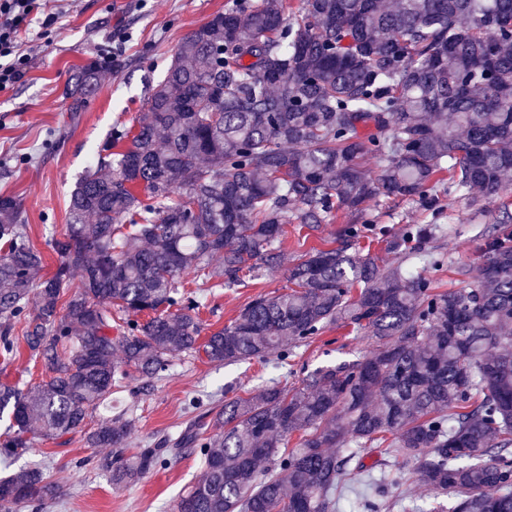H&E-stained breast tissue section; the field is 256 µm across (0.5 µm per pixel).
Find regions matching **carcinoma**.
Here are the masks:
<instances>
[{
    "label": "carcinoma",
    "instance_id": "carcinoma-1",
    "mask_svg": "<svg viewBox=\"0 0 512 512\" xmlns=\"http://www.w3.org/2000/svg\"><path fill=\"white\" fill-rule=\"evenodd\" d=\"M287 10L257 0L183 39L137 127L112 134L109 154L77 181L67 230L47 241L54 272L20 200L0 196V355L13 354L20 324L47 373L27 391L0 385L10 419L0 458L82 430L112 388L159 378L174 354L284 363L288 344L341 322L372 336L373 352L306 371L298 388L226 400L202 414L210 433L194 422L169 448L124 456L132 420L117 416L87 435L114 449L101 468L132 483L195 448L204 474L175 512H339L370 450L388 477L362 512L398 505L401 458L452 512H512V231L462 272L474 284L446 292L401 265L380 269L360 248L386 237L366 217L369 200H415L439 215L446 198L504 190L512 0H306L296 21ZM103 63L112 55L81 68L70 111L84 110ZM368 155L383 161L377 177ZM340 209L354 220L335 247L288 268V292L257 295L200 340L184 276L235 286L281 265L284 225L319 231ZM426 237L409 229L413 255L444 265ZM62 496L39 466L0 479L1 505Z\"/></svg>",
    "mask_w": 512,
    "mask_h": 512
}]
</instances>
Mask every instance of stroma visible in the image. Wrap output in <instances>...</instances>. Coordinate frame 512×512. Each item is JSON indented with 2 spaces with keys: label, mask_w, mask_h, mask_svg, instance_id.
I'll use <instances>...</instances> for the list:
<instances>
[{
  "label": "stroma",
  "mask_w": 512,
  "mask_h": 512,
  "mask_svg": "<svg viewBox=\"0 0 512 512\" xmlns=\"http://www.w3.org/2000/svg\"><path fill=\"white\" fill-rule=\"evenodd\" d=\"M253 0H62L59 20L49 35L40 26L27 34L30 59L25 75L0 91V194L20 199L30 240L44 257L47 269L58 263L47 244L49 233H64L68 201L76 180L102 153L113 129L136 123L151 88L164 78L181 39L235 4ZM111 51V68L100 73L99 87L84 112L70 114L66 89L78 67ZM508 191L486 199L480 194L446 201L445 217L430 242L444 254L442 268L422 267L437 290L467 286L466 270L477 267L487 239L498 225L491 215L512 207V176ZM376 224L389 231L388 240L372 243L370 253L381 267L397 265L400 255L389 243L402 240L412 226H426L430 214L417 202L401 199L371 201L367 208ZM348 220L337 211L334 223L321 232L305 235L288 224L280 241L285 256L282 268L265 270L232 288L194 283L190 290L202 301L204 333L229 324L257 295H276L287 284L286 266L302 260L312 249L332 247L339 226ZM374 340L349 327L332 326L306 343L290 346L286 365L273 367L262 360L215 365L198 355L179 354L168 372L148 387L128 379L88 418L97 428L116 415L132 418L128 453L173 439L185 428L194 408L219 410L225 400L255 390L269 380L299 386L303 369L350 362L368 354ZM46 374L24 340H17L9 358L0 357V384L27 390ZM102 448L88 447L83 433L58 440L34 438L27 453L11 467L0 466V477L33 464L45 468L66 495L24 512H170L174 501L203 476L197 452L186 449L177 459L157 467L138 481L113 484L110 473L99 470Z\"/></svg>",
  "instance_id": "35a3bbf8"
}]
</instances>
